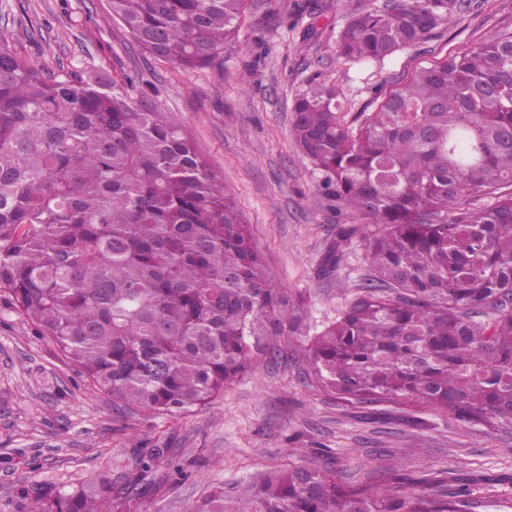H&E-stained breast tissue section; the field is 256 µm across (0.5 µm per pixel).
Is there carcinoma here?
Segmentation results:
<instances>
[{
	"label": "carcinoma",
	"instance_id": "obj_1",
	"mask_svg": "<svg viewBox=\"0 0 512 512\" xmlns=\"http://www.w3.org/2000/svg\"><path fill=\"white\" fill-rule=\"evenodd\" d=\"M141 52L213 65L245 0H109ZM455 0L350 10L336 52L385 58L452 20ZM117 84L48 73L0 41V297L130 418L211 404L275 338H306L316 378L361 409L392 403L512 429V34L414 72L340 120L336 90L296 98L291 131L327 196L368 220L369 273L310 333L266 275L224 184L170 113ZM476 197L494 202L469 208ZM182 474L156 444L122 483L103 471L21 486L18 512H147L157 477ZM450 493L350 485L290 466L232 512H470ZM192 512H227L224 487Z\"/></svg>",
	"mask_w": 512,
	"mask_h": 512
}]
</instances>
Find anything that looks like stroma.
Returning <instances> with one entry per match:
<instances>
[{
	"mask_svg": "<svg viewBox=\"0 0 512 512\" xmlns=\"http://www.w3.org/2000/svg\"><path fill=\"white\" fill-rule=\"evenodd\" d=\"M383 0H246L218 62L191 71L142 54L110 21L109 0H0V38L47 71L123 81L181 124L236 204L268 277L302 296L314 325L336 319L365 275L364 219L337 214L320 174L291 138L292 104L311 87L335 88L353 122L370 99L417 68L512 32V0H466L455 19L380 63L337 58L336 32L351 8ZM351 233L341 264L320 268L337 224ZM281 358H259L212 405L181 419L125 417L80 376L49 338L0 301V512L15 490L131 468L162 442L183 458L185 482L162 487L149 512H191L215 486L234 495L289 464L336 471L351 484L399 478L405 492L444 491L473 479L475 512H512V429L493 432L430 409L380 406L371 418L314 377L302 340L282 336Z\"/></svg>",
	"mask_w": 512,
	"mask_h": 512,
	"instance_id": "1",
	"label": "stroma"
}]
</instances>
